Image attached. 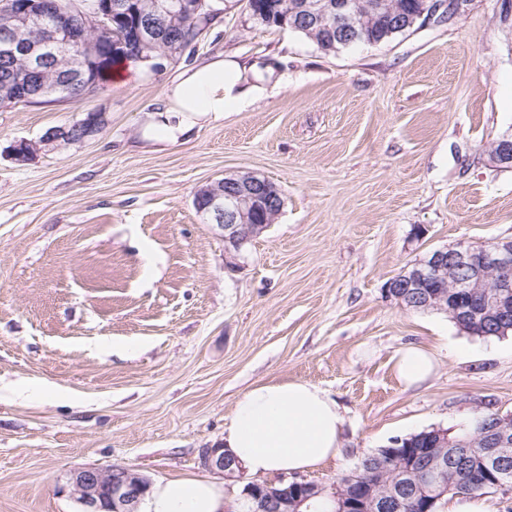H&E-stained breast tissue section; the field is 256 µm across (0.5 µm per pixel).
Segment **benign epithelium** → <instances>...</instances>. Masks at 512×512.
Masks as SVG:
<instances>
[{
    "instance_id": "1",
    "label": "benign epithelium",
    "mask_w": 512,
    "mask_h": 512,
    "mask_svg": "<svg viewBox=\"0 0 512 512\" xmlns=\"http://www.w3.org/2000/svg\"><path fill=\"white\" fill-rule=\"evenodd\" d=\"M221 0H163L158 6L157 16L185 17L200 16L212 18ZM130 10L129 0H94L90 6L75 5L68 13L58 10L56 0H37L35 12L21 11L13 0L0 4V12L11 16V21L34 23L33 40L20 43L12 34V26L0 28V52L9 58L17 54L30 60V73L39 74L43 63L61 43L76 49L81 59L96 54L98 47L109 42L112 48L124 53H136L135 46L167 42L166 28L155 21L145 19L136 28V43L112 40V22L126 15ZM306 19L323 21L336 18V30L340 44L346 46L359 38V32L351 20L349 0H306L300 6ZM4 93L1 106L16 103H34L35 96H56L64 102H78L93 91L83 84L79 73L59 86L47 88L33 83L30 78L16 80L0 90ZM103 112H92L72 124L79 130L73 134L63 126L50 131L37 142L21 141L12 146V156L27 162L39 154L52 151L62 145L81 143L96 136L105 126ZM497 150L493 159L500 165L512 166V136H505L496 142ZM270 181L260 175L248 173L242 178L235 175L200 187L194 201L206 198L207 219L224 236V251L231 258L237 257L244 246L254 237L263 233L268 225L247 223L248 213L244 207L254 208L273 201L268 196ZM512 238L478 244L444 247L430 252L424 258L407 266L398 278V288H418L422 281L434 279L440 287L450 288L462 295H479V308L463 311L460 319H471L481 315L492 317L502 323L512 320ZM438 448L448 449V455H434L430 463L422 466L417 458L400 460V440L391 441L392 447L387 457L377 458L373 465L375 472L388 478V491L377 492L375 483H368V493L359 502L336 501L335 512H394L400 506L401 479L409 478L414 483L416 475L423 473L426 482L431 483L445 478L450 459H476L485 469L502 470L512 455V413L492 416V422L483 431V447H474V442L466 437H449V433H436ZM201 464L212 470L224 473V477L240 478L244 469L236 457L224 448H206L200 457ZM292 484L303 488V492L290 499L269 489L268 485L257 481L248 486L244 495L250 499L252 508H272L273 512H304L311 508L309 502L315 498L318 486L311 482L294 478ZM70 486L83 505V512H138V507L149 488V483L132 470L113 466L111 468H86L75 472Z\"/></svg>"
}]
</instances>
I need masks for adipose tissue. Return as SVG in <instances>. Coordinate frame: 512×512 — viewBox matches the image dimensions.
<instances>
[{
	"mask_svg": "<svg viewBox=\"0 0 512 512\" xmlns=\"http://www.w3.org/2000/svg\"><path fill=\"white\" fill-rule=\"evenodd\" d=\"M271 65L246 71L215 55L179 65L166 82L164 103L150 111L143 136L177 143L203 122L223 117L252 94L255 79L272 76ZM433 356L418 346L400 349L393 371L399 383L425 382L435 371ZM344 417L324 390L304 381L260 382L235 402L224 429V445L252 474H295L335 457ZM145 512H225L224 490L214 482L170 479L152 486Z\"/></svg>",
	"mask_w": 512,
	"mask_h": 512,
	"instance_id": "obj_1",
	"label": "adipose tissue"
}]
</instances>
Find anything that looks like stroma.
Masks as SVG:
<instances>
[{
	"mask_svg": "<svg viewBox=\"0 0 512 512\" xmlns=\"http://www.w3.org/2000/svg\"><path fill=\"white\" fill-rule=\"evenodd\" d=\"M468 0L380 45L335 54L223 12L185 61H270L276 79L181 143L142 138L174 62L82 101L0 108V512H82L75 471L119 465L149 482L242 485L200 464L235 400L301 380L338 403L336 459L304 472L334 488L367 454L475 413L512 412V335L478 338L383 292L427 253L512 238V27ZM90 111L93 138L27 165L11 145ZM254 172L284 201L235 260L193 200ZM407 345L438 361L407 388Z\"/></svg>",
	"mask_w": 512,
	"mask_h": 512,
	"instance_id": "stroma-1",
	"label": "stroma"
}]
</instances>
